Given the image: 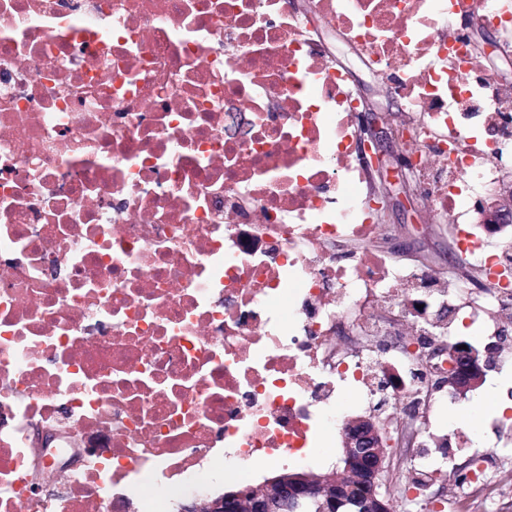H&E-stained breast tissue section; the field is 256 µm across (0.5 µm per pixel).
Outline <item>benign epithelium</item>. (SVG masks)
Returning <instances> with one entry per match:
<instances>
[{"mask_svg": "<svg viewBox=\"0 0 512 512\" xmlns=\"http://www.w3.org/2000/svg\"><path fill=\"white\" fill-rule=\"evenodd\" d=\"M362 133L359 137V158L365 169L381 175L387 171L390 155L382 149L381 139L398 147L395 158L400 166L411 171L415 157L403 150L397 128L387 125L384 115L376 113L367 100L359 101ZM479 211L487 224H512V190L508 197L483 202ZM462 340L451 348H440L437 355H448V371L435 375L428 395L441 392L448 379H453V392L460 397L476 390L483 382L494 355V346L476 348ZM415 416L387 431L374 422L360 418L343 426L345 448L343 469L349 478H338L328 484L310 471L279 473L265 480L262 493L253 495L246 490H230L224 497L193 506L189 512H298L303 501L313 491L323 496L330 512H392L393 502L381 493V478L396 452L385 451L384 444L408 448L418 433Z\"/></svg>", "mask_w": 512, "mask_h": 512, "instance_id": "1", "label": "benign epithelium"}]
</instances>
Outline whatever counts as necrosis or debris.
Listing matches in <instances>:
<instances>
[{
	"label": "necrosis or debris",
	"instance_id": "obj_1",
	"mask_svg": "<svg viewBox=\"0 0 512 512\" xmlns=\"http://www.w3.org/2000/svg\"><path fill=\"white\" fill-rule=\"evenodd\" d=\"M463 11L512 34V0H0V512H161L137 490L304 464L382 398L425 408L436 361L383 342L512 332V231L477 207L512 174V86ZM320 21L389 74L480 302L370 250ZM492 467L448 512H512Z\"/></svg>",
	"mask_w": 512,
	"mask_h": 512
}]
</instances>
